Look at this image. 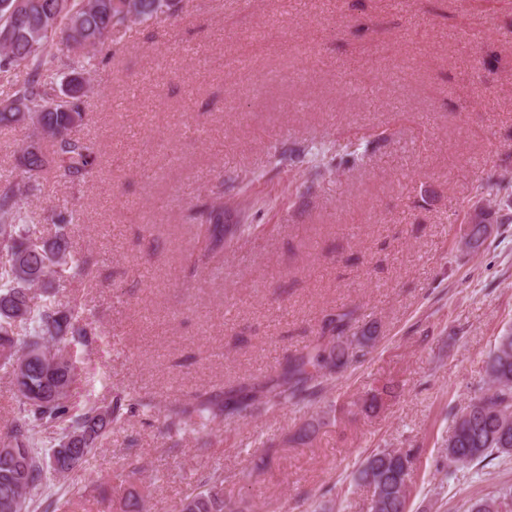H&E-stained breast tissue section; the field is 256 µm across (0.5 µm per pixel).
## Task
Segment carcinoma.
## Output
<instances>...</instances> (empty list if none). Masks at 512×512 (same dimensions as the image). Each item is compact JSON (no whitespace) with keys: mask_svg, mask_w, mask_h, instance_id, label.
<instances>
[{"mask_svg":"<svg viewBox=\"0 0 512 512\" xmlns=\"http://www.w3.org/2000/svg\"><path fill=\"white\" fill-rule=\"evenodd\" d=\"M22 17L0 7V79L9 85L0 100V128L25 124L30 141L19 158L20 177L0 180V367L35 351L43 359L20 377L11 378L20 398V419L0 445L18 455L0 452V512H51L52 488L60 477L81 469L102 447L109 428L124 418L126 398L117 394L106 409L94 402H74L81 378L75 360L60 348L66 341L89 346L96 335L88 318L76 307L46 301L35 303L36 290L52 288L71 274L85 270L73 249L67 228L79 223V213L66 205L47 211L35 221L31 203L40 197L46 176L76 186L94 176L100 151L96 140L80 136L90 101L85 78L100 55L112 54L120 34L133 24L164 21L174 16L182 0H34ZM298 157L305 165L300 196L313 192L333 171L354 169L364 153H337L333 144L312 140ZM237 177L220 178L214 194L235 205V219L224 223L226 211L208 199L189 210V220L208 241L210 253L231 248L251 236L253 202H239ZM512 197V185L487 177L475 187L465 219L476 211L488 224H510L512 217L488 205L492 198ZM55 227L45 238L41 223ZM349 312L329 320L334 332L304 353L286 360L282 372L254 394L207 398L192 404L176 402L166 413L169 425L206 426L237 416L257 417L280 405L307 406L318 398L320 374L344 371L357 358L344 340ZM481 396L455 415L448 439V480L500 455L512 454V412L498 403L512 400V329L498 337L486 361V385ZM53 430L50 450L32 430ZM406 449H381L368 455L355 475L358 485L372 492L371 512H407L410 464ZM471 512H512V486L502 487L470 506ZM179 512H246L241 502L224 496V478L212 475L181 500Z\"/></svg>","mask_w":512,"mask_h":512,"instance_id":"1","label":"carcinoma"}]
</instances>
